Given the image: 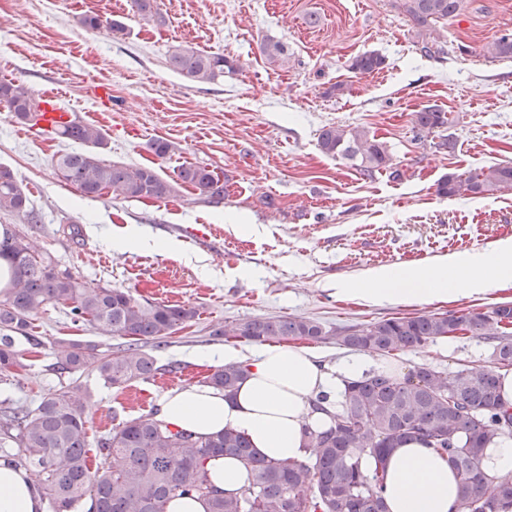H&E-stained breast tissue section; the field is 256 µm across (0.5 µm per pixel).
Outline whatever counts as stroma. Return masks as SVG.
I'll return each instance as SVG.
<instances>
[{
  "mask_svg": "<svg viewBox=\"0 0 512 512\" xmlns=\"http://www.w3.org/2000/svg\"><path fill=\"white\" fill-rule=\"evenodd\" d=\"M161 21L145 22L132 0H0V77L33 92L56 89L60 105L103 129L100 155L118 164H149L173 178L189 164L214 169L224 198L192 187L165 200L87 199L61 183L54 155L70 143L14 122L0 106V165L9 167L37 215L23 225L59 269L88 288L129 290L139 300L196 307L198 319L153 355L182 385L205 383L214 366L200 351L217 348L212 330L256 317L301 316L337 329L394 316L491 310L512 303V287L483 298L425 305H369L340 300L336 285L383 266L413 265L476 250L512 237V190L484 198L439 195L449 174L512 162V60L482 55L494 36L512 33V0H466L440 24V53L421 55L414 27L394 0H159ZM96 15L122 32L85 27ZM287 45L290 62L268 64L262 46ZM180 47L227 56L231 67L199 83L172 71ZM381 70H351L365 52ZM434 106L447 123L416 138L413 112ZM360 128L389 146L398 169L365 177L351 161L318 148L328 126ZM452 139L454 150L443 148ZM169 142L156 157L149 144ZM258 225L237 233L234 221ZM79 237H71V225ZM136 225L150 239L180 241L181 252L144 246L120 250L112 235ZM44 345L28 369L0 379V399L36 403L76 382L94 405L88 459L118 422L156 411L165 387L139 380L121 388L97 375L53 368V344L79 339L115 351L127 339L73 327L62 307L34 320ZM491 342L445 338L392 357L396 373L428 366L452 373L486 363Z\"/></svg>",
  "mask_w": 512,
  "mask_h": 512,
  "instance_id": "35a3bbf8",
  "label": "stroma"
}]
</instances>
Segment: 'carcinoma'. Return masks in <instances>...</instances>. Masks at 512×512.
Segmentation results:
<instances>
[{
  "label": "carcinoma",
  "instance_id": "1",
  "mask_svg": "<svg viewBox=\"0 0 512 512\" xmlns=\"http://www.w3.org/2000/svg\"><path fill=\"white\" fill-rule=\"evenodd\" d=\"M464 5L465 0H399L397 8L413 22L420 52L430 56L441 51L433 25L459 16ZM263 52L272 65L288 63V49L281 42L265 44ZM483 52L493 58H512V34L493 39ZM384 63L381 55L367 52L355 57L350 68L371 73ZM168 64L173 71L205 83L224 74L230 61L222 54L186 47L173 53ZM0 104L20 123H30L32 115L40 117L31 110L41 109V100L11 80L0 79ZM446 123L445 113L434 106L413 113L420 137ZM53 133L85 146L54 159L58 178L85 197L161 200L188 184L202 196L224 198L221 177L206 165L185 166L177 178L167 179L149 165L102 160L99 150L106 146V137L92 124L74 120ZM318 146L327 156L357 162L368 177L393 168L386 143L364 130L325 128ZM504 190H512V162L450 174L438 185L439 194L448 197ZM0 211L35 220L27 195L4 166H0ZM1 260L10 269L9 280L0 287L3 377H17L27 370L25 352L16 338L23 337L32 347L41 345V338L33 334V320L49 305L67 308L75 323L130 339L120 354L79 340L57 349V369L94 373L114 387L155 376L156 359L141 345L158 347L199 317L194 307L141 302L122 288L86 289L70 272L57 269L55 260L39 252L21 229L0 226ZM214 335L254 342L334 340L339 346L380 355H397L438 338L460 335L492 336L496 344L490 364L454 374L422 366L402 379L368 372L349 382L341 412L329 414L330 422L322 429H305L311 447L318 449L308 462L258 457L248 439L232 429L195 437L140 416L119 422L99 440L103 463L93 470L86 451L90 396L79 384L33 408L1 401L3 459L34 476L50 512H79L84 506L88 512H165L171 498L192 494L207 500L208 512H385L380 495L385 456L401 441L419 438L448 457L467 512H512V479L491 480L479 468L488 444L512 435V406L502 400L498 383V371L512 367V303L487 312L396 316L336 330L304 317H261L226 324ZM245 374V365L225 364L208 376L207 384L230 395ZM9 448L18 452L11 454ZM218 456L236 457L247 466L249 484L241 492H219L211 484L205 464ZM364 458L371 459L372 465L362 466Z\"/></svg>",
  "mask_w": 512,
  "mask_h": 512
}]
</instances>
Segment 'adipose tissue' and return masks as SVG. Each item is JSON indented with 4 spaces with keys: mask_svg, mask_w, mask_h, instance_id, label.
Instances as JSON below:
<instances>
[{
    "mask_svg": "<svg viewBox=\"0 0 512 512\" xmlns=\"http://www.w3.org/2000/svg\"><path fill=\"white\" fill-rule=\"evenodd\" d=\"M512 287V239L444 255L425 263L364 271L336 288L340 298L371 304H431L459 297H479ZM227 364L245 363L247 375L233 396L223 390L191 385L167 392L159 419L197 436L231 428L247 436L257 455L280 461L304 460L312 451L304 427L327 423L339 410L345 384L363 375L367 358L323 361L303 346L264 344L249 355L232 346L214 351ZM388 369L386 361L373 363ZM325 396L321 411L310 402ZM388 474L384 499L388 512H463L457 479L447 459L417 440L394 448L384 460ZM0 512H43L34 482L23 471L0 460Z\"/></svg>",
    "mask_w": 512,
    "mask_h": 512,
    "instance_id": "obj_1",
    "label": "adipose tissue"
}]
</instances>
